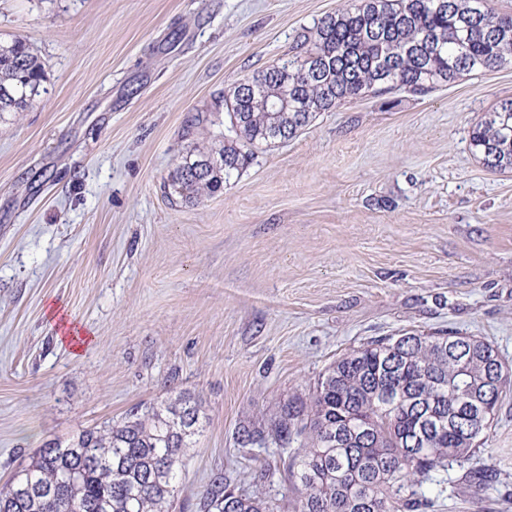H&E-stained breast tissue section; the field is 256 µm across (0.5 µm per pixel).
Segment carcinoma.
<instances>
[{"instance_id": "obj_1", "label": "carcinoma", "mask_w": 512, "mask_h": 512, "mask_svg": "<svg viewBox=\"0 0 512 512\" xmlns=\"http://www.w3.org/2000/svg\"><path fill=\"white\" fill-rule=\"evenodd\" d=\"M278 61L224 97L230 131L217 149L188 152L164 188L194 203L224 188L249 149L283 143L320 112L365 92L425 95L463 75L512 61V15L485 0H360L322 18ZM45 72L27 42L0 40V119L41 94ZM489 170H512V99L470 134ZM512 386L492 345L474 336L404 333L353 349L317 380L309 401L276 415L298 497L292 512H422L434 472L462 464L484 440ZM200 406L180 393L123 420L39 449L0 486V512H169ZM200 512H278L270 501L214 480Z\"/></svg>"}]
</instances>
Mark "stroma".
I'll return each mask as SVG.
<instances>
[{"label":"stroma","mask_w":512,"mask_h":512,"mask_svg":"<svg viewBox=\"0 0 512 512\" xmlns=\"http://www.w3.org/2000/svg\"><path fill=\"white\" fill-rule=\"evenodd\" d=\"M339 5L0 0V37H24L46 74L0 120V484L48 441L187 392L203 428L172 512H199L220 473L284 503L275 415L342 354L446 331L512 372V172L469 144L512 98V64L364 94L254 149L221 193H164L186 152L214 148L225 93ZM486 468L494 482H467ZM447 479L431 512H512V390Z\"/></svg>","instance_id":"35a3bbf8"}]
</instances>
